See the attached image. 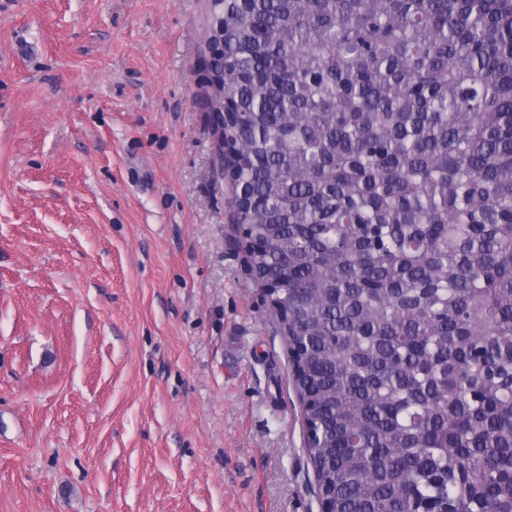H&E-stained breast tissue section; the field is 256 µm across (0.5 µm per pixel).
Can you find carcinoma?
<instances>
[{
  "label": "carcinoma",
  "mask_w": 512,
  "mask_h": 512,
  "mask_svg": "<svg viewBox=\"0 0 512 512\" xmlns=\"http://www.w3.org/2000/svg\"><path fill=\"white\" fill-rule=\"evenodd\" d=\"M238 221L336 512H512V0H213Z\"/></svg>",
  "instance_id": "1"
}]
</instances>
